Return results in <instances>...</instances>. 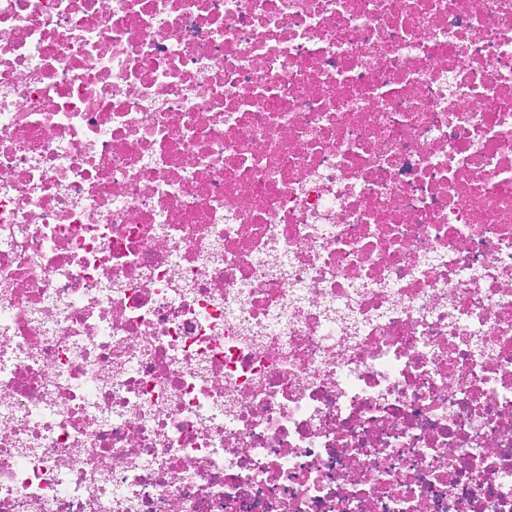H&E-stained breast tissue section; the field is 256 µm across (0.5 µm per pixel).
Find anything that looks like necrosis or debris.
<instances>
[{
	"label": "necrosis or debris",
	"mask_w": 512,
	"mask_h": 512,
	"mask_svg": "<svg viewBox=\"0 0 512 512\" xmlns=\"http://www.w3.org/2000/svg\"><path fill=\"white\" fill-rule=\"evenodd\" d=\"M0 512H512V0H0Z\"/></svg>",
	"instance_id": "1"
}]
</instances>
